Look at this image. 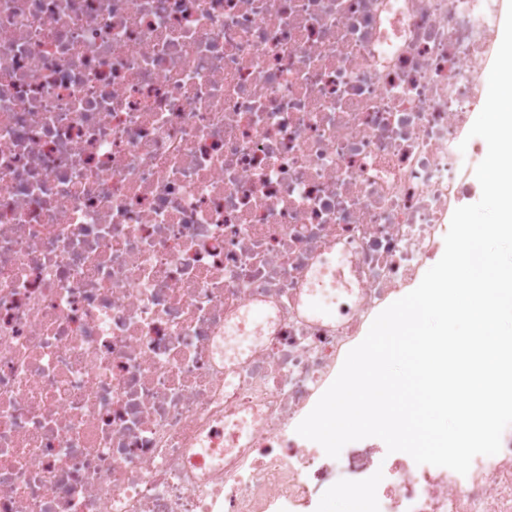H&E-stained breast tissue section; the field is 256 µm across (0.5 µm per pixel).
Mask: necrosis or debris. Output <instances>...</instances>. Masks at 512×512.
<instances>
[{
	"mask_svg": "<svg viewBox=\"0 0 512 512\" xmlns=\"http://www.w3.org/2000/svg\"><path fill=\"white\" fill-rule=\"evenodd\" d=\"M501 7L0 0V512H512L511 427L296 432L481 192ZM359 494L341 492L318 502V512H362Z\"/></svg>",
	"mask_w": 512,
	"mask_h": 512,
	"instance_id": "obj_1",
	"label": "necrosis or debris"
}]
</instances>
